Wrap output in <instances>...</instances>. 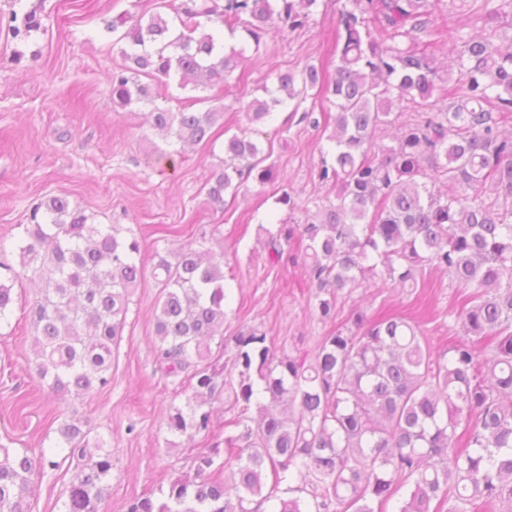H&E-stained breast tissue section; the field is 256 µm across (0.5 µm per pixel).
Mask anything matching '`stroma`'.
I'll return each mask as SVG.
<instances>
[{
    "label": "stroma",
    "instance_id": "35a3bbf8",
    "mask_svg": "<svg viewBox=\"0 0 512 512\" xmlns=\"http://www.w3.org/2000/svg\"><path fill=\"white\" fill-rule=\"evenodd\" d=\"M38 9L42 28L21 42L0 28V277L18 268L15 240L31 207L64 195L85 209L94 224L117 225L137 238L145 264L155 252L177 249L207 236L224 249L228 286L224 334L231 337L263 325L277 351L310 354L332 324L315 312V298L298 266H273L257 243V227L287 217L274 198L293 188L298 203L327 192L320 184L321 134L278 113L259 136L281 181L248 182L236 201L212 203L202 185L223 156L222 142L197 145L175 160H162L163 142L145 123L141 109L115 111L108 76L121 64L119 49L105 31L118 14L153 13L158 0H0V17ZM335 0H321L309 27L267 36L250 54L242 78L214 86L208 95L224 117L215 126L246 129L243 106L261 95L274 68L330 63L336 22ZM166 225L180 236L161 237ZM426 287L412 292L356 288L337 302V321L352 312L374 315L381 307L420 322L434 350L447 353L460 334L449 319L458 291L448 277L426 273ZM159 290L145 279L131 296L122 336L112 353V384L91 398L58 400L35 372L33 330L25 302H15L0 321V444L49 450L58 427L70 419L89 421L112 450V481L105 512H128L134 498L161 496L171 480L189 472L190 451L203 436L172 438L165 409L172 387L155 364L154 307ZM76 467L65 461L38 477L32 512H61Z\"/></svg>",
    "mask_w": 512,
    "mask_h": 512
}]
</instances>
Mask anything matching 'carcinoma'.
Instances as JSON below:
<instances>
[{"instance_id":"obj_1","label":"carcinoma","mask_w":512,"mask_h":512,"mask_svg":"<svg viewBox=\"0 0 512 512\" xmlns=\"http://www.w3.org/2000/svg\"><path fill=\"white\" fill-rule=\"evenodd\" d=\"M319 0H165L167 12L107 22L123 64L112 69V103L150 107L164 141L207 144L223 109L178 112L156 105L153 83L174 79L202 92L247 60L237 30L258 48L267 35L309 24ZM512 0H346L336 14L333 72L307 63L265 76L264 96L245 104L250 127L224 135V159L206 179L224 203L248 180H279L265 164L260 127L285 108L329 133L319 182L334 195L307 200L301 224H260L269 262L297 243L315 290V312L336 320L338 296L378 279L417 288L425 270L460 290L448 317L463 336L435 353L420 325L390 309L361 311L324 337L312 357L278 353L254 325L212 352L224 335V251L190 246L140 259L138 239L91 224L61 195L30 209L17 243L20 272L0 280V320L15 285L41 282L28 315L37 373L53 396L91 397L112 381L131 290L159 288L153 346L175 391L167 429L190 437L213 427L211 404L227 396L235 432L197 451L193 474L163 499L143 496L128 512H512V39L498 43ZM448 20L440 34L438 20ZM41 29L37 11L9 17L12 38ZM443 41L448 104L429 46ZM146 81H141V78ZM321 99L335 115L303 107ZM412 106L395 144L377 131ZM486 357L480 358V349ZM56 447L78 467L62 512H102L112 451L87 421L64 423ZM59 462L0 445V512H31L32 480ZM236 467L228 485L224 471Z\"/></svg>"}]
</instances>
